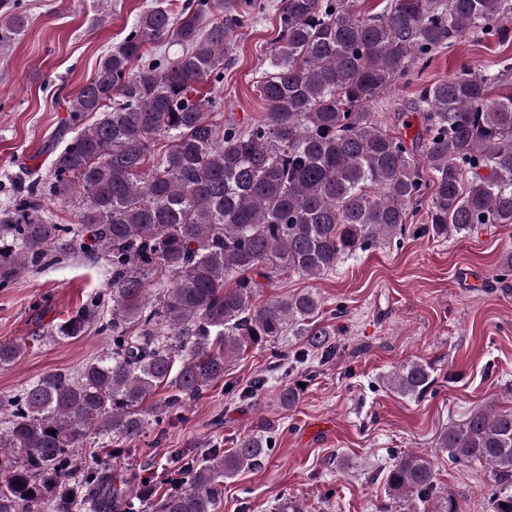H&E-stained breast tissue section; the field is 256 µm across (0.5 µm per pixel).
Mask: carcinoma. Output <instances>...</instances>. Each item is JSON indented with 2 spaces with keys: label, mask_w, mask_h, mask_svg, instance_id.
Segmentation results:
<instances>
[{
  "label": "carcinoma",
  "mask_w": 512,
  "mask_h": 512,
  "mask_svg": "<svg viewBox=\"0 0 512 512\" xmlns=\"http://www.w3.org/2000/svg\"><path fill=\"white\" fill-rule=\"evenodd\" d=\"M255 8L225 0L220 17L211 0H193L174 17L155 0L67 101L70 137L49 146L48 174L19 183L0 210V288L86 239L108 261L112 297L110 315L94 297L46 334L76 339L96 324L111 347L76 373L50 372L0 396V512H217L224 481L269 456L265 431L227 451L170 449L162 493L139 470L112 475L108 457L79 474L74 452L95 437L130 452L122 444L161 429L262 342L293 336L302 358L332 355L331 332L314 321L321 298L307 290L260 300L258 278L333 273L405 235L408 206L425 199V230L437 238L512 224V94L489 100L511 64L465 68L420 91V157L372 112L435 50L470 32L494 36L512 0H386L368 18L357 0H279L278 36L257 80L264 111L218 122L223 104L202 85L224 78L230 33ZM26 25L4 7L0 53ZM169 45L181 52L132 69ZM47 198L74 203L76 222L53 223ZM27 347L0 340V367ZM431 383L418 361L389 377L407 396ZM268 386L259 376L240 397L256 401ZM277 397L291 408L299 388L283 385ZM440 445L459 464L486 465L492 512H512V410H474ZM385 487L407 512H459L452 495L437 494L420 453L397 456Z\"/></svg>",
  "instance_id": "1"
}]
</instances>
